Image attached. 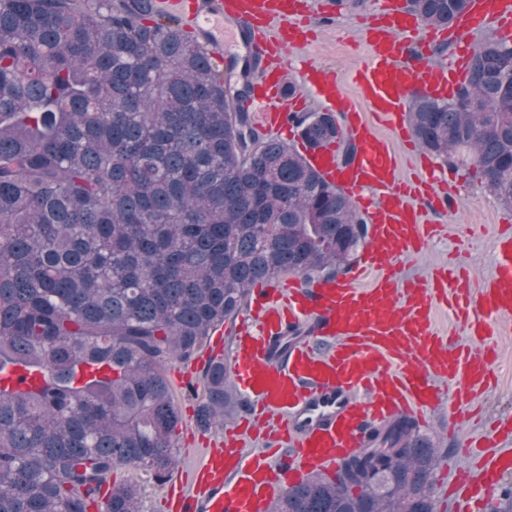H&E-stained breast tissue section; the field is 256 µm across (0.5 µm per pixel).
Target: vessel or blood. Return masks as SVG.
<instances>
[{
    "label": "vessel or blood",
    "instance_id": "b4317fda",
    "mask_svg": "<svg viewBox=\"0 0 512 512\" xmlns=\"http://www.w3.org/2000/svg\"><path fill=\"white\" fill-rule=\"evenodd\" d=\"M152 13L173 17L195 32L216 62H224V36L232 34L245 57L259 63L245 107L265 135L288 129V115L317 96L346 118V135L360 147L357 163H336L334 147L310 152L324 178L357 197L366 209L369 247L359 265L332 280L298 276L253 288L237 331L229 371L253 408L224 431V448L206 455L185 489L177 512H272L278 497L304 476L331 473L367 444L372 431L395 415L417 419L441 402L436 379L456 395L448 409L492 379L494 351L459 345L432 329L437 305L449 307L464 329L486 334L489 315L512 316V235L501 234L496 273L472 292L455 269L426 282L401 280L399 261L421 251L433 233L424 207L447 209L453 190L420 160L422 177L408 180L389 141L376 134L360 105H368L402 142L408 95L452 97L466 77V57L430 58L431 45L448 36L496 26L512 30V0H470L446 28H422L398 0H381L364 28L370 55L344 90L335 75L311 65L303 85L285 91L288 47L300 45L317 15L307 0H152ZM369 111V112H370ZM287 344L285 354L276 347ZM512 470V453L484 457L460 471L452 489L454 512H480L485 494Z\"/></svg>",
    "mask_w": 512,
    "mask_h": 512
}]
</instances>
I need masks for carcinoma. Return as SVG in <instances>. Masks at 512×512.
<instances>
[{
  "label": "carcinoma",
  "mask_w": 512,
  "mask_h": 512,
  "mask_svg": "<svg viewBox=\"0 0 512 512\" xmlns=\"http://www.w3.org/2000/svg\"><path fill=\"white\" fill-rule=\"evenodd\" d=\"M469 0H406L447 26ZM207 50L148 0H0V363L45 373L0 392V512H141L121 467L164 481L188 362L251 288L348 273L368 221L302 150L259 134ZM302 143L353 154L336 118L293 112ZM423 148L473 170L512 209V38L481 42L449 100L411 97ZM203 427L234 404L224 360L203 374ZM436 444L400 416L333 479L273 512H435Z\"/></svg>",
  "instance_id": "obj_1"
}]
</instances>
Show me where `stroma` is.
<instances>
[{
    "instance_id": "stroma-1",
    "label": "stroma",
    "mask_w": 512,
    "mask_h": 512,
    "mask_svg": "<svg viewBox=\"0 0 512 512\" xmlns=\"http://www.w3.org/2000/svg\"><path fill=\"white\" fill-rule=\"evenodd\" d=\"M312 3L314 9L323 11L324 17L314 34L292 51L295 68L289 76L291 80H298L297 66L313 63L336 73L343 87L352 89V74L368 57L362 37L363 27L378 0H366L358 9L338 7L330 0H312ZM435 167L437 175H455L456 205L445 213L425 211L427 223L442 225L443 230L420 254L403 259L402 275L426 278L435 268L458 262L468 268L471 288L480 289L495 274L494 242L500 225H512V210L502 207L486 193L476 176L462 170L450 172L440 161ZM485 342L497 352L493 365L496 383L489 390L473 396L476 417L449 426L447 402L452 399L453 392L446 388L442 391L443 405L431 412L420 428L422 434L434 440L443 457L436 474L437 512H451L447 494L451 474L472 466L471 458L462 451L466 441L492 437L497 421L512 417V317L491 318ZM208 358L209 351L204 348L190 362L174 361L166 366V376L171 377L178 372L183 375L182 383L171 386L182 421L176 436L177 463L167 481L156 483L141 471L130 468L117 470L114 474L116 481L130 480L139 485L143 512H173L169 500L173 482L186 477L202 457L203 445L197 439L201 431L195 420L202 394L190 392L189 387L200 384Z\"/></svg>"
}]
</instances>
